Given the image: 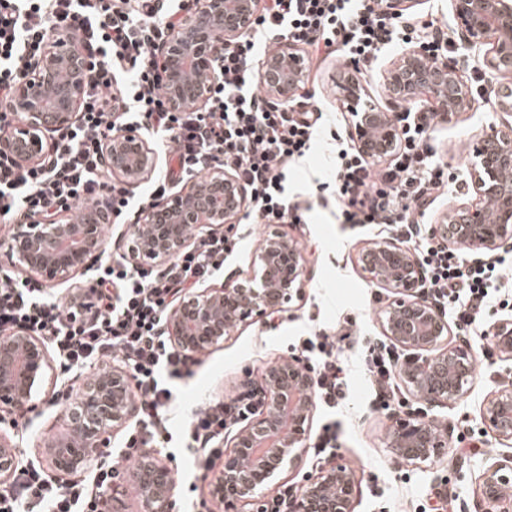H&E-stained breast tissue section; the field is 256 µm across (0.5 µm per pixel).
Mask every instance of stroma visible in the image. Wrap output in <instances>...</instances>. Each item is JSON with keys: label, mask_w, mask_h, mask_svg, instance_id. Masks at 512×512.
I'll return each mask as SVG.
<instances>
[{"label": "stroma", "mask_w": 512, "mask_h": 512, "mask_svg": "<svg viewBox=\"0 0 512 512\" xmlns=\"http://www.w3.org/2000/svg\"><path fill=\"white\" fill-rule=\"evenodd\" d=\"M448 59L459 62L460 74L475 100L468 112L435 119L423 136L433 162L449 176L447 189L422 219L426 225L431 224L435 210L450 199L471 198L468 167L472 141L481 130L501 123L493 109L497 76L481 59L463 57L461 49H453ZM344 67V62L333 59L309 64L306 86L312 104L322 109L323 117L309 154L288 174V191L301 206L300 222L239 224L237 248L227 256L222 275L209 281L210 286L217 287L225 277L250 276L264 239L275 231L298 240L311 269L300 297L274 315L273 327L262 329L247 323L232 329L222 344L205 352L192 378L176 384L177 401L170 413L172 439L159 456L174 472L177 512H224L211 498L208 479L182 442L179 426L184 416L207 399L237 397L243 391V372L257 376L267 366L288 360L300 353L304 336L311 333L344 336L341 357L351 377L346 403L335 415L342 429L336 454L358 479L353 512H422L423 493L444 485L455 489L462 506H473L475 479L484 459L504 451L482 424L480 407L492 390L512 384V361L498 357L493 364H477L469 393L448 405H427L405 387L399 391L400 405L395 412L374 409L370 403L371 382L361 358L369 345L383 338L378 318L392 294L366 277L359 253L365 245L389 240L391 234L381 224L353 227L336 218L334 164L340 143L349 140V116L337 110L331 92L337 72ZM395 414L425 416L447 428L449 444L474 437L480 447L469 457L451 454L421 467L394 462L385 442ZM63 429L59 409H44L27 429L22 446L25 458L43 462L46 442Z\"/></svg>", "instance_id": "obj_1"}]
</instances>
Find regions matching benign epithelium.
<instances>
[{"label": "benign epithelium", "mask_w": 512, "mask_h": 512, "mask_svg": "<svg viewBox=\"0 0 512 512\" xmlns=\"http://www.w3.org/2000/svg\"><path fill=\"white\" fill-rule=\"evenodd\" d=\"M423 0H383L382 9L399 18ZM452 33L459 48L482 56L483 64L503 78L495 92V111L512 117V0H448ZM261 0H183L177 26L158 53V80L168 106L175 111H202L211 95L215 66L224 46L251 30ZM308 60L298 48L264 56L257 77L266 98L287 105L303 94ZM88 80L86 61L73 50L69 36L49 32L42 53L13 89L7 111L14 120L0 130V155L21 165L43 161L52 137L77 124ZM385 98L371 91V82L345 68L336 80V105L349 113L353 145L372 160L391 158L400 144L402 126L396 108L424 99L443 116L465 111L471 89L455 63L444 58L428 62L420 48L403 49L379 71ZM111 171L129 187L146 181L157 169L159 156L137 131L125 127L108 140ZM469 176L474 199L453 202L439 210L430 235L448 248L465 246L478 255L512 247V122L477 135ZM249 191L232 172L216 168L199 181L152 204L141 214V225H130L123 239L135 264L160 265L200 241L222 231L232 232L248 210ZM112 212L87 202L78 220L59 214L49 222L40 217L11 225L0 239V250L49 286L80 275L87 295L96 289L88 276L105 252L104 225ZM254 275L229 277L217 288L182 296L171 308L165 332L174 346L195 357L224 341L235 327L282 311L302 289L306 259L299 243L274 232L264 240ZM360 261L371 282L395 294L380 316L383 335L411 357L399 374L418 398L443 405L470 389L476 361L467 343H451L448 320L424 297L419 258L394 240L362 251ZM502 357L512 359V320L489 328ZM52 370L48 344L18 328L0 335V423L41 413L34 400ZM241 384L262 394L258 415L245 425L224 453L211 483V497L224 512L252 505L264 512L268 492L284 473L300 472L306 441L316 412L314 379L302 364L290 359L266 368L257 380L245 374ZM63 433L48 444V465L63 478L88 468L113 433L136 415L130 373L121 366L91 376L61 406ZM480 418L498 444L512 447V386H501L483 401ZM386 447L396 462L420 466L448 454V440L423 417L394 416ZM19 443L0 430V481L20 463ZM112 501L135 487L141 512H175L176 483L169 465L151 450L131 469L112 473ZM357 479L336 459L300 485L294 512H352ZM512 454L487 459L477 477V501L490 512H512Z\"/></svg>", "instance_id": "obj_1"}]
</instances>
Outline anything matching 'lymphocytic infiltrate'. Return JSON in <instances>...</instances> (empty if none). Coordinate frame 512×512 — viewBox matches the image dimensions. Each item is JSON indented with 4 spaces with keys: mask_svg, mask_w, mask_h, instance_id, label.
Here are the masks:
<instances>
[{
    "mask_svg": "<svg viewBox=\"0 0 512 512\" xmlns=\"http://www.w3.org/2000/svg\"><path fill=\"white\" fill-rule=\"evenodd\" d=\"M178 11L171 0H0L1 105L42 52L48 31L68 34L90 64L81 119L58 133L48 161L19 165L0 155L1 217L11 222L51 218L100 198L116 211L129 208L124 188L106 180L104 171L106 141L131 119L156 143L172 144L171 164L153 180L149 199L165 197L171 187L222 167L249 188L253 223L296 220L299 205L287 189L288 172L311 148L315 107L306 98L285 107L267 106L250 58L288 40L305 46L318 60L349 59L365 74L374 70L385 49L400 43L421 48L433 61L448 53V42L434 23L399 25L378 0H268L251 32L225 47L205 111L176 112L166 104L155 60ZM434 119V113L422 112L406 124L386 169H377L357 149L338 151L336 218L343 224L387 225L397 240L413 245L428 300L451 314L460 329L472 332L482 328L488 305L512 308V297L501 293L512 256L472 259L466 249L431 242L413 220V212H425L432 193L448 185L423 144L422 135ZM234 248L228 239H207L160 270L123 258L105 259L94 303L84 311L0 272V332L22 327L46 339L66 374H82L121 358L139 401L137 421L127 430L122 449H102L97 468L63 486L40 464H20L9 480L0 482V512H104L114 466L137 460L140 449L169 443L168 413L175 394L168 381L191 377L194 371L163 327L181 294L223 271L225 256ZM339 342V337L322 334L302 343L315 396L329 409L342 405L348 390ZM399 359L386 344L362 359L374 401L385 410L397 398ZM261 405L258 394L250 391L227 402L209 401L192 413L181 435L201 470L217 469L225 433Z\"/></svg>",
    "mask_w": 512,
    "mask_h": 512,
    "instance_id": "lymphocytic-infiltrate-1",
    "label": "lymphocytic infiltrate"
}]
</instances>
